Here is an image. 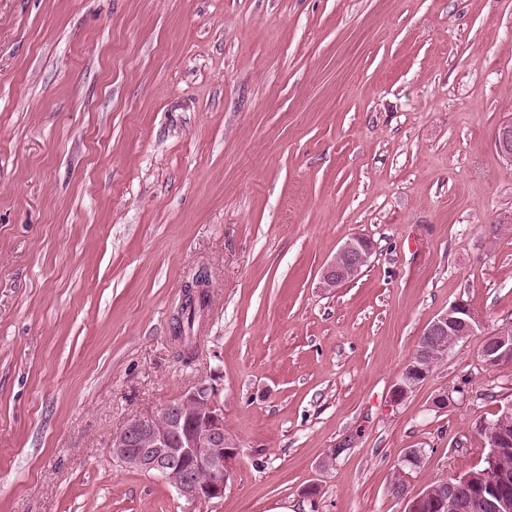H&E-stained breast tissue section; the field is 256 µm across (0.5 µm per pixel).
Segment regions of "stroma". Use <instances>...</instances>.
Listing matches in <instances>:
<instances>
[{
  "label": "stroma",
  "instance_id": "35a3bbf8",
  "mask_svg": "<svg viewBox=\"0 0 512 512\" xmlns=\"http://www.w3.org/2000/svg\"><path fill=\"white\" fill-rule=\"evenodd\" d=\"M509 119L512 0H0V512H404L475 468L512 401L480 353L512 326ZM459 300L476 334L392 404ZM198 385L240 465L192 509L109 443ZM373 243L364 237L346 240L321 273L324 288H337L355 278L373 255ZM199 307L192 306L191 301L185 299L181 312L176 318L175 335L178 342L180 336L183 337L182 346L178 344L176 358L185 366H189L193 359L194 351H190L193 342V336L197 328L199 312L205 311L210 303V295L208 291H204L199 297Z\"/></svg>",
  "mask_w": 512,
  "mask_h": 512
}]
</instances>
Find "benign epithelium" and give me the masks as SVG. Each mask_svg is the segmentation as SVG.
<instances>
[{"label": "benign epithelium", "mask_w": 512, "mask_h": 512, "mask_svg": "<svg viewBox=\"0 0 512 512\" xmlns=\"http://www.w3.org/2000/svg\"><path fill=\"white\" fill-rule=\"evenodd\" d=\"M495 146L512 158V119L501 124ZM373 243L364 237L346 240L321 273L325 288H336L355 278L373 255ZM479 316L462 300L436 315L427 325L407 361L391 399L398 404L433 371L430 359L447 355L455 344L474 335ZM481 357L487 367L512 362V328L486 335ZM486 435L489 465L476 474L466 472L441 481L438 491L427 490L406 501V512H512V468L504 458L512 452V401L495 419L480 424ZM112 455L123 465L157 475L186 503L196 505L224 497L234 483L240 449L224 431V413L205 385L186 391L174 403L150 416H136L112 438Z\"/></svg>", "instance_id": "7a95c632"}]
</instances>
